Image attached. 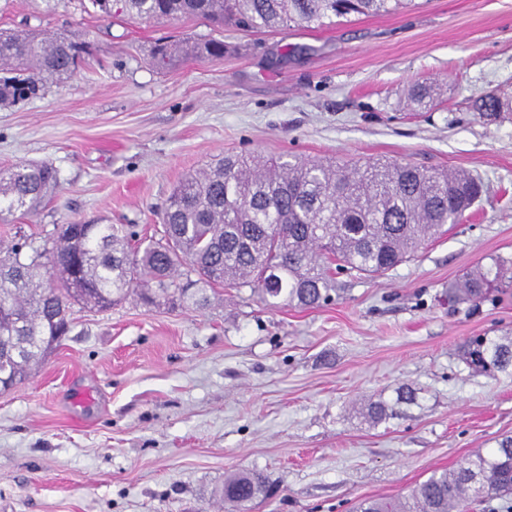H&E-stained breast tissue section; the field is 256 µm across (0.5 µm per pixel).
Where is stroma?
Here are the masks:
<instances>
[{"mask_svg":"<svg viewBox=\"0 0 512 512\" xmlns=\"http://www.w3.org/2000/svg\"><path fill=\"white\" fill-rule=\"evenodd\" d=\"M76 33L74 73L0 105V170L46 161L59 184L32 214L0 218L43 245L60 224H131L158 236L188 173L227 154L376 159L463 169L484 191L416 257L370 279L340 273L317 308L221 288L207 309L129 297L84 310L23 383L0 391V512H231L213 492L258 471L248 512H355L408 495L512 437V369L463 360L479 333L512 335V293L449 308L448 282L512 257V0H417L324 29H217L182 18H104L80 0H0V29ZM215 38L224 58L153 68L154 40ZM437 92L427 107L409 94ZM416 393L397 404L399 388ZM397 404L373 424L364 402ZM511 111V103L503 101L496 95H485L475 103V112H478L482 118H495L501 112Z\"/></svg>","mask_w":512,"mask_h":512,"instance_id":"obj_1","label":"stroma"}]
</instances>
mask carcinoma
I'll list each match as a JSON object with an SVG mask.
<instances>
[{"label": "carcinoma", "mask_w": 512, "mask_h": 512, "mask_svg": "<svg viewBox=\"0 0 512 512\" xmlns=\"http://www.w3.org/2000/svg\"><path fill=\"white\" fill-rule=\"evenodd\" d=\"M414 0H113L133 20L193 17L217 26L275 31L292 24L321 29L359 16L388 14ZM84 43L74 34L42 37L0 30V104L36 94L48 78L76 67ZM224 58V43L158 39L149 63ZM512 110L496 95L475 103L482 118ZM58 184L47 163L0 171V216L33 213ZM482 183L460 171L410 163L263 159L228 154L174 189L161 237L139 238L131 224H71L52 250H0V389L25 379L71 329L73 308L107 310L135 295L147 305L178 301L203 309L207 290L248 288L268 304L320 307L336 290L338 270L376 276L447 232L481 197ZM512 287V259L498 257L448 285V304L477 305ZM484 372L512 368V336H474L462 348ZM265 492L263 477L231 472L216 491L240 508ZM512 494V437L452 472L433 473L404 500H368L357 512H467L479 497Z\"/></svg>", "instance_id": "cac0c4a2"}]
</instances>
